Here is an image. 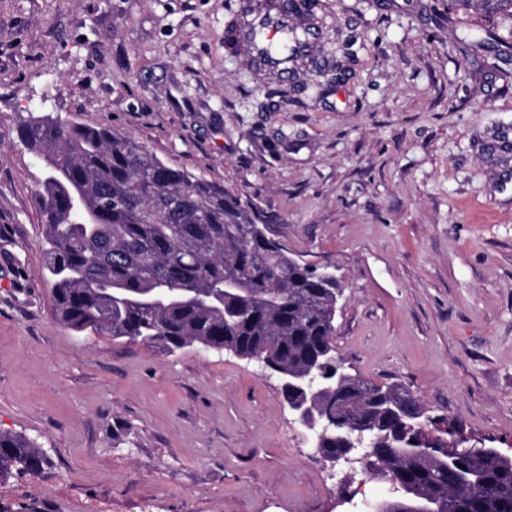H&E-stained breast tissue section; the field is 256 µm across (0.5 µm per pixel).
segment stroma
Instances as JSON below:
<instances>
[{"label":"stroma","instance_id":"35a3bbf8","mask_svg":"<svg viewBox=\"0 0 512 512\" xmlns=\"http://www.w3.org/2000/svg\"><path fill=\"white\" fill-rule=\"evenodd\" d=\"M321 57L283 88L224 49L237 0H0V433L43 448L0 512H365L275 378L54 316L29 117L109 127L258 210L345 291L334 344L431 417L512 455V61L455 32L512 16L448 0H319Z\"/></svg>","mask_w":512,"mask_h":512}]
</instances>
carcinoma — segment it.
Wrapping results in <instances>:
<instances>
[{"instance_id":"cac0c4a2","label":"carcinoma","mask_w":512,"mask_h":512,"mask_svg":"<svg viewBox=\"0 0 512 512\" xmlns=\"http://www.w3.org/2000/svg\"><path fill=\"white\" fill-rule=\"evenodd\" d=\"M480 43L512 54V43L490 30ZM20 134L45 163L38 195L60 323L147 346L197 344L263 358L291 374H315L336 354L340 285L267 236L239 197L106 127L46 115L25 122ZM388 399L420 406L402 385L358 375L339 394L325 390L320 452L340 450L338 419L366 416L377 433L374 447L391 449L383 478L393 474L403 485L392 506H412L446 483L437 512H512V458L464 453L451 473L443 458L408 453L402 442L413 434H392L397 416L381 410ZM44 459L31 439L0 433V478L37 475Z\"/></svg>"}]
</instances>
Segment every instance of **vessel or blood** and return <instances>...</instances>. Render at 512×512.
I'll return each instance as SVG.
<instances>
[{"label":"vessel or blood","instance_id":"1","mask_svg":"<svg viewBox=\"0 0 512 512\" xmlns=\"http://www.w3.org/2000/svg\"><path fill=\"white\" fill-rule=\"evenodd\" d=\"M309 0H238L224 26V43L247 65L281 85L297 82V67L310 62L323 39Z\"/></svg>","mask_w":512,"mask_h":512}]
</instances>
